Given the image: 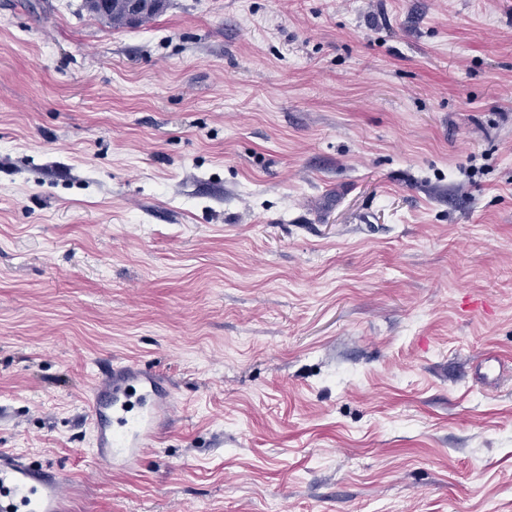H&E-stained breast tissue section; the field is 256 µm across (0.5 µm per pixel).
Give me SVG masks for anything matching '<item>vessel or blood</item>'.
I'll list each match as a JSON object with an SVG mask.
<instances>
[{
  "label": "vessel or blood",
  "mask_w": 512,
  "mask_h": 512,
  "mask_svg": "<svg viewBox=\"0 0 512 512\" xmlns=\"http://www.w3.org/2000/svg\"><path fill=\"white\" fill-rule=\"evenodd\" d=\"M172 410V398L162 395L155 373L113 368L90 403L94 455L110 464L137 461L162 435L159 417ZM72 485L68 475L46 472L0 451V512H64Z\"/></svg>",
  "instance_id": "b4317fda"
}]
</instances>
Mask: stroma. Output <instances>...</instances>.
<instances>
[{
    "instance_id": "obj_1",
    "label": "stroma",
    "mask_w": 512,
    "mask_h": 512,
    "mask_svg": "<svg viewBox=\"0 0 512 512\" xmlns=\"http://www.w3.org/2000/svg\"><path fill=\"white\" fill-rule=\"evenodd\" d=\"M0 449L78 512H512V0H0ZM87 6L96 8L97 0H86ZM135 9L130 0H105L100 9H87L100 17L112 21V25H129L144 22L163 12L166 0H141ZM160 387L155 373L112 367V377L95 389L90 403L96 458L112 465L135 462L160 438L158 418L173 410L171 396H162Z\"/></svg>"
}]
</instances>
